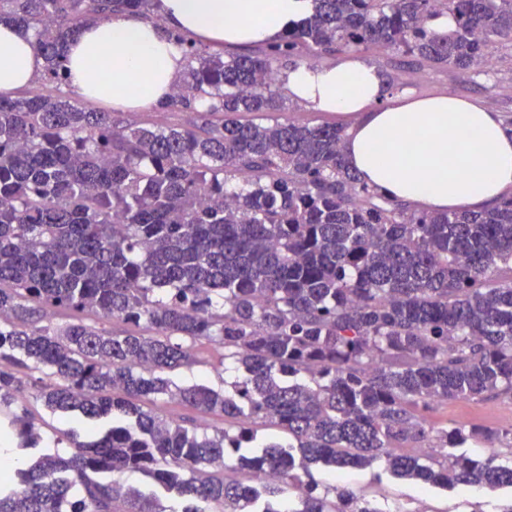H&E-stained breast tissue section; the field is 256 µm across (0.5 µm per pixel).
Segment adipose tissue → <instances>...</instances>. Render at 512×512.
<instances>
[{
  "label": "adipose tissue",
  "instance_id": "1",
  "mask_svg": "<svg viewBox=\"0 0 512 512\" xmlns=\"http://www.w3.org/2000/svg\"><path fill=\"white\" fill-rule=\"evenodd\" d=\"M311 8V0H162L167 26L218 46L275 41ZM67 59L81 96L138 111L165 101L185 66L179 44L122 14L86 25ZM41 66L31 35L1 22L0 96L31 85ZM283 90L316 111L351 116L345 161L389 197L445 213L512 196V132L482 103L450 93L388 97L378 69L356 57L290 67Z\"/></svg>",
  "mask_w": 512,
  "mask_h": 512
}]
</instances>
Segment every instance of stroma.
Returning <instances> with one entry per match:
<instances>
[{
  "label": "stroma",
  "instance_id": "35a3bbf8",
  "mask_svg": "<svg viewBox=\"0 0 512 512\" xmlns=\"http://www.w3.org/2000/svg\"><path fill=\"white\" fill-rule=\"evenodd\" d=\"M366 60L375 64L393 84L392 95L405 92L419 97H432L444 93L482 102L499 112L502 119H512V49L503 48L495 53L490 77L467 79L445 69L426 67L410 69L400 64L393 51L382 49L366 53ZM113 119L120 125L158 127L200 125L196 110L175 108L163 112L154 108L143 111L113 110ZM196 354L201 364L191 370H180L176 379L181 383H205L220 387L222 382L234 381L235 372L218 375L220 354L207 344H200ZM26 408L39 420L40 432L48 447L66 451L70 431L84 432L85 427L77 415L51 414L36 400L25 402ZM435 427L453 428L460 425H478L491 429L512 426V399L487 394L479 399L448 400L432 403L426 413ZM322 485H339L364 492L368 497L385 503L392 512H501L512 502V490L482 492L475 488L458 486L452 489L430 487L405 481L386 473L379 466L365 469L351 468L340 472L320 467L313 472Z\"/></svg>",
  "mask_w": 512,
  "mask_h": 512
}]
</instances>
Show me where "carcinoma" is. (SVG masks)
Instances as JSON below:
<instances>
[{
  "label": "carcinoma",
  "instance_id": "obj_1",
  "mask_svg": "<svg viewBox=\"0 0 512 512\" xmlns=\"http://www.w3.org/2000/svg\"><path fill=\"white\" fill-rule=\"evenodd\" d=\"M454 24L439 34V14ZM114 14L160 24V0H0V21L34 34L37 80L67 85L65 51ZM171 107L206 102L203 126L128 128L72 94L0 98V512H388L361 492L320 487L312 468L379 465L432 486L512 488V459L456 453L512 428L438 429L435 401L512 397V197L482 211L431 213L384 196L347 167L343 126L282 120L277 64L392 48L409 63L490 75L512 48V0H312L281 43L203 55ZM241 112L266 121L243 123ZM51 308L134 326L110 332ZM205 340L239 372L226 393L179 386ZM56 413L112 424L73 452L44 450L27 380ZM159 397L219 414L199 429L145 407ZM285 439L258 433L257 422ZM405 444L430 452L398 454ZM244 448H260L247 455ZM277 478H215L230 466ZM141 473L146 493L122 480Z\"/></svg>",
  "mask_w": 512,
  "mask_h": 512
}]
</instances>
